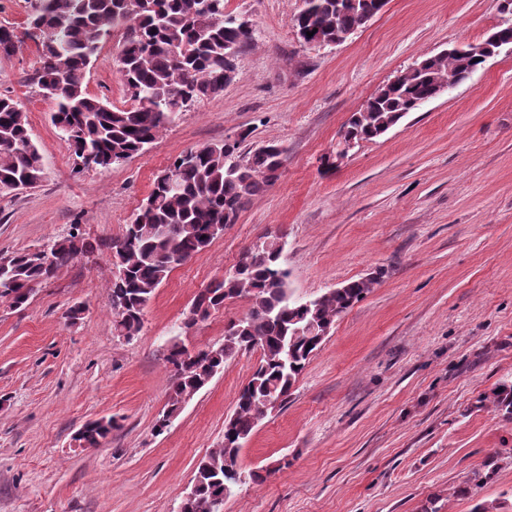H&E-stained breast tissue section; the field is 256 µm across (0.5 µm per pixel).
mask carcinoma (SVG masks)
<instances>
[{
    "mask_svg": "<svg viewBox=\"0 0 512 512\" xmlns=\"http://www.w3.org/2000/svg\"><path fill=\"white\" fill-rule=\"evenodd\" d=\"M369 0H308V9L293 21L298 40L336 41L361 21ZM29 25L50 30L54 39L38 47L40 66L34 84L51 89L52 123L84 168H109L144 152L175 123L188 104L224 91V59L238 55L254 40L250 21H224V0H29ZM126 30L120 75L132 104L116 108L87 92L86 77L100 44L115 29ZM313 36H307L308 32ZM27 36L0 26V55L10 56ZM421 70L384 85L352 114L343 131L356 143L372 141L418 110L438 85L466 82L483 64L467 55H431ZM243 139L186 151L154 180L148 197L133 213L122 235L109 248L115 258L112 301L113 333L131 338L143 328L144 308L175 267L206 250L235 223L252 197L273 186L284 164L282 146L270 143L241 148ZM44 176L43 156L33 141L27 113L16 100L0 96V186L31 188ZM282 236L269 234L248 248L235 268L199 291L192 307L204 320L229 299L249 302L245 316L228 324L224 341L185 357L184 343L174 338L167 348L171 372L167 409L154 431L164 433L183 404L202 390L224 364L242 351L260 348V361L224 423V440L202 459L195 472L198 490L183 512H219L227 476L245 473L239 454L261 411L257 402L272 394L287 399L315 351L320 334L371 292L379 277L351 280L322 295L292 299L282 257ZM94 246L79 233L38 248L9 253L0 265V299L17 309L35 288ZM494 408L512 416V382L487 396ZM119 428L113 417L85 424L76 440L97 448Z\"/></svg>",
    "mask_w": 512,
    "mask_h": 512,
    "instance_id": "1",
    "label": "carcinoma"
}]
</instances>
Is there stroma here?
I'll list each match as a JSON object with an SVG mask.
<instances>
[{"label":"stroma","instance_id":"obj_1","mask_svg":"<svg viewBox=\"0 0 512 512\" xmlns=\"http://www.w3.org/2000/svg\"><path fill=\"white\" fill-rule=\"evenodd\" d=\"M302 0H224L254 42L221 95L180 113L145 152L77 169L30 77L33 41L0 55V93L28 115L44 159L37 188L0 192V252L36 248L79 226L96 251L61 268L19 309L0 300V512H180L198 463L259 361L255 351L186 403L163 434L169 341L203 349L249 303L235 298L184 329L194 296L244 250L283 237L293 298L380 275L343 314L282 407L240 453L263 481L234 486L224 512H512V418L486 395L512 381V54L337 159L339 133L379 87L423 57L478 43L512 20L499 0H388L348 41L310 47L292 28ZM115 30L87 75L90 96L129 100ZM243 139L285 150L279 180L235 224L174 269L132 339L112 333L109 245L184 151ZM81 306L79 320L67 317ZM120 427L100 447L75 436L91 419ZM486 484L456 495L487 456Z\"/></svg>","mask_w":512,"mask_h":512}]
</instances>
